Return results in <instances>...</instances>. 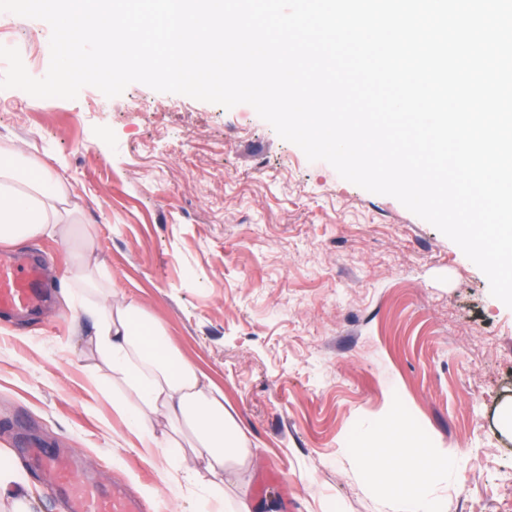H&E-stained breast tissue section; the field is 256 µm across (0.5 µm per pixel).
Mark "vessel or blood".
I'll return each mask as SVG.
<instances>
[{
	"label": "vessel or blood",
	"instance_id": "obj_1",
	"mask_svg": "<svg viewBox=\"0 0 512 512\" xmlns=\"http://www.w3.org/2000/svg\"><path fill=\"white\" fill-rule=\"evenodd\" d=\"M48 290L42 269L26 255H0V315H28L44 305ZM45 458L53 488L65 496L67 512H144L138 500L80 478L72 459L50 448L33 447Z\"/></svg>",
	"mask_w": 512,
	"mask_h": 512
}]
</instances>
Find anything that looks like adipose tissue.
Wrapping results in <instances>:
<instances>
[{
    "mask_svg": "<svg viewBox=\"0 0 512 512\" xmlns=\"http://www.w3.org/2000/svg\"><path fill=\"white\" fill-rule=\"evenodd\" d=\"M61 176L13 141H0V244L38 236H72L78 205ZM85 237L77 259L83 287L64 300L93 320L87 345L112 375L113 408L141 443L148 460L165 461V482L204 492L202 512H255L247 493L224 496V477L254 457L250 433L225 406L224 392L189 362L166 328L140 302L126 298L93 262ZM359 465L380 471L388 492L408 498L411 512H433L422 495L426 479L447 467V455L428 448L409 428L393 424L355 451Z\"/></svg>",
    "mask_w": 512,
    "mask_h": 512,
    "instance_id": "ef3b65f1",
    "label": "adipose tissue"
}]
</instances>
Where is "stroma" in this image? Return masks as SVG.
I'll return each mask as SVG.
<instances>
[{"mask_svg":"<svg viewBox=\"0 0 512 512\" xmlns=\"http://www.w3.org/2000/svg\"><path fill=\"white\" fill-rule=\"evenodd\" d=\"M49 25L12 16L0 44L43 77ZM70 182L114 288L144 304L223 388L255 461L236 481L275 512H407L357 464L392 414L453 458L425 492L446 512H512V308L460 247L393 197L309 161L247 104L130 84L116 97L0 89V140ZM45 261L47 313L0 318V468L30 512H63L28 441L73 455L87 479L147 512H200L162 461L96 397L70 246L12 244ZM26 483L23 476L13 469H0V493L10 492L16 495V504L19 510L16 512L28 511V498L23 493Z\"/></svg>","mask_w":512,"mask_h":512,"instance_id":"35a3bbf8","label":"stroma"}]
</instances>
